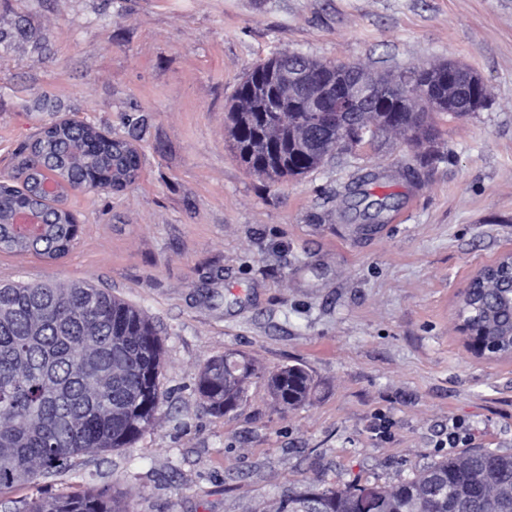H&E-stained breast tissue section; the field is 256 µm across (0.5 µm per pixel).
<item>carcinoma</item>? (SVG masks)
<instances>
[{
	"instance_id": "obj_1",
	"label": "carcinoma",
	"mask_w": 512,
	"mask_h": 512,
	"mask_svg": "<svg viewBox=\"0 0 512 512\" xmlns=\"http://www.w3.org/2000/svg\"><path fill=\"white\" fill-rule=\"evenodd\" d=\"M288 65L278 56L254 65L237 87L226 119L232 146L245 168L270 180L304 175L336 154L332 137L305 139L310 122L302 97L283 101L277 112L267 100L281 86ZM324 81L327 103L336 106L354 77L385 84L394 75L373 72L362 63L341 65L308 59L306 70ZM411 74L427 93L392 91L376 113V127L353 141L400 135L441 156L432 115L477 112L490 96L473 94L474 73L462 69L448 87V62L399 70ZM140 168V155L127 141L102 140L71 120L40 132L20 166V188L0 190V252L62 258L74 247L81 225L69 223L70 211L51 208L52 223L36 234L23 233L9 215L32 205L46 207L39 186L49 179L72 185L97 184L88 192L124 188ZM364 181L349 195L365 204L363 217L379 222L388 203L369 200ZM163 351L159 333L142 312L105 288L84 283L0 284V491L36 471L55 475L80 455L126 448L154 422L162 404ZM255 365L243 356L225 355L207 363L197 391L219 414L239 409ZM278 404L303 405L312 390L311 375L300 365L280 368L267 378ZM26 512H127L111 487H94L65 499L47 498ZM277 512H512V454L475 448L436 461L394 486L368 481L288 493Z\"/></svg>"
}]
</instances>
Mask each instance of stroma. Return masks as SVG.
<instances>
[{
  "label": "stroma",
  "instance_id": "stroma-1",
  "mask_svg": "<svg viewBox=\"0 0 512 512\" xmlns=\"http://www.w3.org/2000/svg\"><path fill=\"white\" fill-rule=\"evenodd\" d=\"M0 179L50 119L130 142L121 191L71 192L82 234L65 257L0 252V280L88 282L136 306L163 340L164 400L131 446L0 492V512L111 485L129 512H276L283 494L354 479L393 485L467 447L512 453V357L457 329L459 292L512 252V0H0ZM301 53L394 71L455 60L487 109L435 114L448 157L381 136L271 182L225 131L260 60ZM391 208L343 201L356 178ZM251 358L246 402L197 392L206 363ZM301 365L309 401L282 408L269 372Z\"/></svg>",
  "mask_w": 512,
  "mask_h": 512
}]
</instances>
